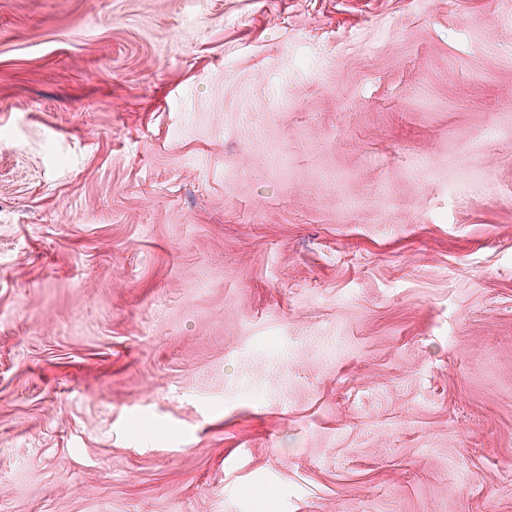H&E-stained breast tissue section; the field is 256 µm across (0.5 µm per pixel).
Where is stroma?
<instances>
[{
  "label": "stroma",
  "instance_id": "stroma-1",
  "mask_svg": "<svg viewBox=\"0 0 512 512\" xmlns=\"http://www.w3.org/2000/svg\"><path fill=\"white\" fill-rule=\"evenodd\" d=\"M0 512H512V0H0Z\"/></svg>",
  "mask_w": 512,
  "mask_h": 512
}]
</instances>
